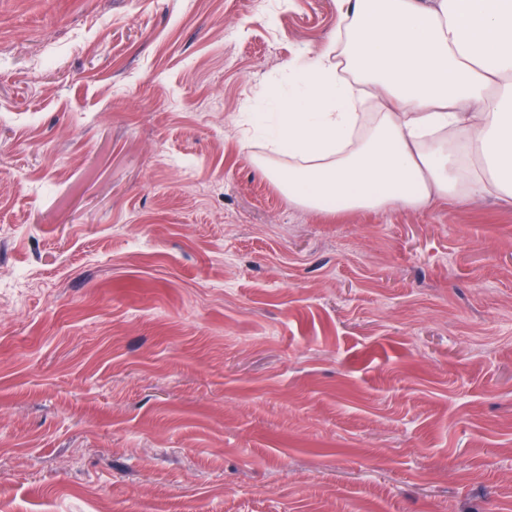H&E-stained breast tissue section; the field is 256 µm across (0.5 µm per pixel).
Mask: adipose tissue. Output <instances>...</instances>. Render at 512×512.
I'll return each instance as SVG.
<instances>
[{
	"label": "adipose tissue",
	"mask_w": 512,
	"mask_h": 512,
	"mask_svg": "<svg viewBox=\"0 0 512 512\" xmlns=\"http://www.w3.org/2000/svg\"><path fill=\"white\" fill-rule=\"evenodd\" d=\"M336 35L270 89L289 203L335 212L512 200V0H337ZM380 111L361 118L362 88Z\"/></svg>",
	"instance_id": "1"
}]
</instances>
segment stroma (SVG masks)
Segmentation results:
<instances>
[{"label": "stroma", "mask_w": 512, "mask_h": 512, "mask_svg": "<svg viewBox=\"0 0 512 512\" xmlns=\"http://www.w3.org/2000/svg\"><path fill=\"white\" fill-rule=\"evenodd\" d=\"M336 0H0V512H512V200L289 204L245 116Z\"/></svg>", "instance_id": "stroma-1"}]
</instances>
